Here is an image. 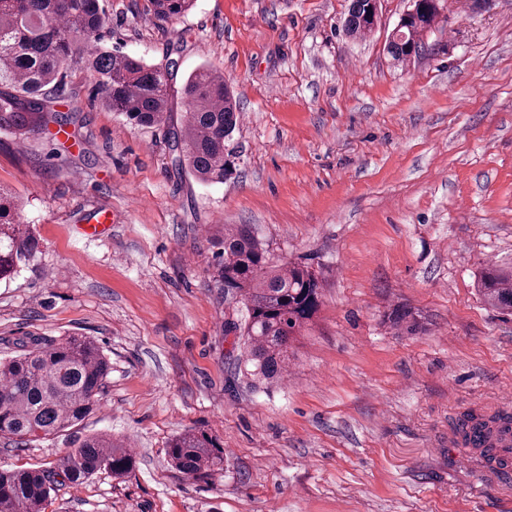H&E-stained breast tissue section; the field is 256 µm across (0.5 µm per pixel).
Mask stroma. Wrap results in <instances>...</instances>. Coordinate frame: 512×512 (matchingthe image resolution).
Instances as JSON below:
<instances>
[{
	"label": "stroma",
	"mask_w": 512,
	"mask_h": 512,
	"mask_svg": "<svg viewBox=\"0 0 512 512\" xmlns=\"http://www.w3.org/2000/svg\"><path fill=\"white\" fill-rule=\"evenodd\" d=\"M349 4L195 0L164 22L150 0H100L101 46L175 59L181 80L223 72L241 112L224 183L176 173L163 130L113 112L81 67L65 128L0 131V187L38 243L0 282V359L78 332L112 362L95 414L0 437V467L52 469L95 433L136 459L56 482L45 512H512V473L461 462L453 434L462 412L512 410V314L477 289L483 267L512 268V0H447L403 63L387 44L411 0H381L357 38ZM228 224L322 284L273 383L239 371L225 331L242 316L214 280ZM188 430L217 439L223 472L171 468Z\"/></svg>",
	"instance_id": "obj_1"
}]
</instances>
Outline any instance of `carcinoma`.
Here are the masks:
<instances>
[{
	"label": "carcinoma",
	"mask_w": 512,
	"mask_h": 512,
	"mask_svg": "<svg viewBox=\"0 0 512 512\" xmlns=\"http://www.w3.org/2000/svg\"><path fill=\"white\" fill-rule=\"evenodd\" d=\"M194 0H151L153 14L166 21L186 15ZM439 14L437 0H415L390 38L395 61L421 54V34ZM379 0H351L345 30L371 31ZM106 18L98 0H0V131L25 140L51 124H68L55 110L66 91L67 71L82 66L106 93L112 111L141 127L167 128L177 172L187 171L205 183H222L235 169L232 146L239 115L223 74L209 65L193 71L181 93L184 119L174 123L170 104L177 70L149 65L126 53L88 48ZM21 201L0 191V281L13 277L35 251L29 225L21 222ZM224 297L242 304L244 321L230 322L246 356V374L271 382L288 367V347L321 306L316 274L302 264L272 266L268 248L251 225L224 227V251L217 267ZM484 300L512 312V272L483 271ZM16 354L0 361V437L45 439L82 421L98 406L110 362L91 336L47 339L31 335L16 343ZM487 421L468 411L455 431L477 445ZM172 466L192 479L223 469L224 452L205 432L186 431L169 445ZM134 454L106 434L89 436L67 451L54 470L0 468V512H43L54 477L79 485L101 470L128 475Z\"/></svg>",
	"instance_id": "obj_1"
}]
</instances>
